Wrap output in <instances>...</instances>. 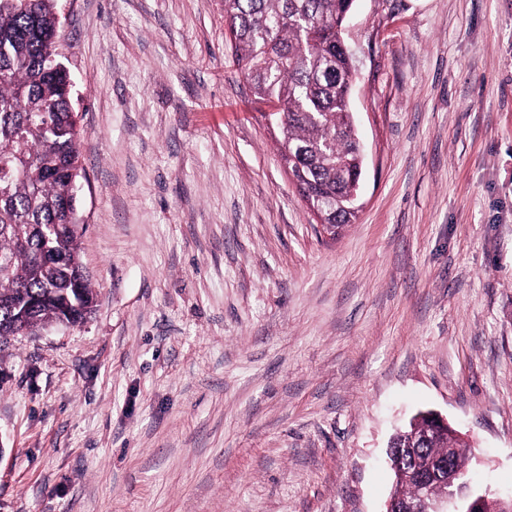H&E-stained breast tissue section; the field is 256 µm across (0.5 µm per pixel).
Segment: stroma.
Wrapping results in <instances>:
<instances>
[{"instance_id":"35a3bbf8","label":"stroma","mask_w":512,"mask_h":512,"mask_svg":"<svg viewBox=\"0 0 512 512\" xmlns=\"http://www.w3.org/2000/svg\"><path fill=\"white\" fill-rule=\"evenodd\" d=\"M95 307L0 340V512H384L421 411L512 494V0H355L322 233L224 0H57Z\"/></svg>"}]
</instances>
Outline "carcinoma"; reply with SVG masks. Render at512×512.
I'll return each mask as SVG.
<instances>
[{"mask_svg":"<svg viewBox=\"0 0 512 512\" xmlns=\"http://www.w3.org/2000/svg\"><path fill=\"white\" fill-rule=\"evenodd\" d=\"M352 0H224L235 61L255 98L285 105L278 124L281 159L292 179L324 208L330 224L355 218L350 196L357 162L347 131L353 59L338 47V27ZM58 32L56 0L0 6V166L20 173L0 180V326L26 307L36 327L57 323L82 270L73 170L79 134L69 119L68 71L51 60ZM82 321L93 307L88 279ZM414 449L421 466L444 454Z\"/></svg>","mask_w":512,"mask_h":512,"instance_id":"1","label":"carcinoma"}]
</instances>
